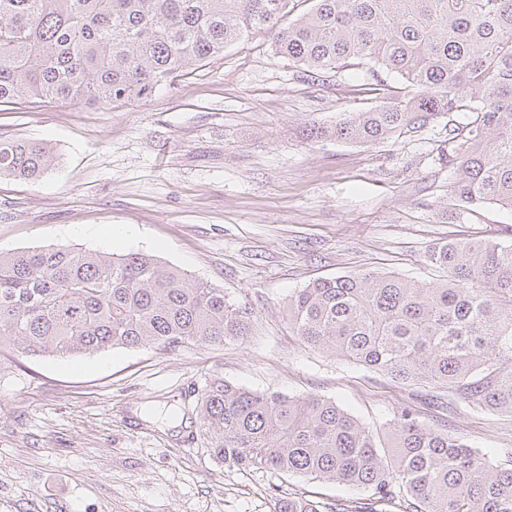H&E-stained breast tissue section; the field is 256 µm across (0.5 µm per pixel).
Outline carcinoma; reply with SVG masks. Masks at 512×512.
<instances>
[{
	"label": "carcinoma",
	"instance_id": "obj_1",
	"mask_svg": "<svg viewBox=\"0 0 512 512\" xmlns=\"http://www.w3.org/2000/svg\"><path fill=\"white\" fill-rule=\"evenodd\" d=\"M0 0V106L135 101L260 30L277 54L326 77L359 66L403 91L306 138L370 144L430 118L468 112L450 224L476 208L512 209V0ZM47 144L0 140V179L36 181ZM443 278L394 272L321 278L288 296L308 349L430 384L447 403L512 419V244L451 239L429 248ZM254 312L155 255L68 245L0 251V347L23 356L114 348L222 346L251 334ZM200 436L231 469H272L367 491L342 503L303 497L276 512H512V459L480 449L402 405L377 429L320 396L252 391L216 376L197 405Z\"/></svg>",
	"mask_w": 512,
	"mask_h": 512
}]
</instances>
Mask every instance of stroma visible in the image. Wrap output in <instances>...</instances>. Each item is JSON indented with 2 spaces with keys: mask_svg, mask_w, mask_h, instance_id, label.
<instances>
[{
  "mask_svg": "<svg viewBox=\"0 0 512 512\" xmlns=\"http://www.w3.org/2000/svg\"><path fill=\"white\" fill-rule=\"evenodd\" d=\"M401 81L355 69L311 79L266 34L225 48L149 97L92 107H0V139L53 148L42 179L0 180V250L71 245L163 263L224 288L255 313L221 347L22 357L0 348V512H274L277 498L330 502L355 489L222 467L197 429L214 376L258 392L320 395L369 427L428 388L313 351L284 303L314 278L394 271L430 282L428 249L457 235L512 243V211L442 222L454 168L438 116L370 145L304 140L308 124L380 104ZM483 448L512 452V422L459 405L425 409Z\"/></svg>",
  "mask_w": 512,
  "mask_h": 512,
  "instance_id": "1",
  "label": "stroma"
}]
</instances>
